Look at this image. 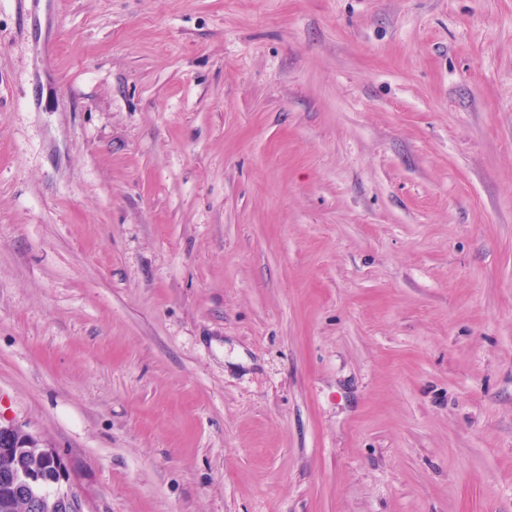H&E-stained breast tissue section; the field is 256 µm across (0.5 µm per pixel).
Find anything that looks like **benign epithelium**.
I'll use <instances>...</instances> for the list:
<instances>
[{
  "label": "benign epithelium",
  "mask_w": 512,
  "mask_h": 512,
  "mask_svg": "<svg viewBox=\"0 0 512 512\" xmlns=\"http://www.w3.org/2000/svg\"><path fill=\"white\" fill-rule=\"evenodd\" d=\"M24 450L36 456L44 455L54 459L56 474L53 477V483L57 487V502L61 512H83L77 494L68 484L66 465L56 450L12 423H0V459L5 458L12 462V465L0 470V498L5 501L26 498V478L17 477V468L13 466V462L20 459Z\"/></svg>",
  "instance_id": "benign-epithelium-1"
}]
</instances>
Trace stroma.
I'll list each match as a JSON object with an SVG mask.
<instances>
[{
	"label": "stroma",
	"mask_w": 512,
	"mask_h": 512,
	"mask_svg": "<svg viewBox=\"0 0 512 512\" xmlns=\"http://www.w3.org/2000/svg\"><path fill=\"white\" fill-rule=\"evenodd\" d=\"M83 512H512V0H0V421Z\"/></svg>",
	"instance_id": "stroma-1"
}]
</instances>
